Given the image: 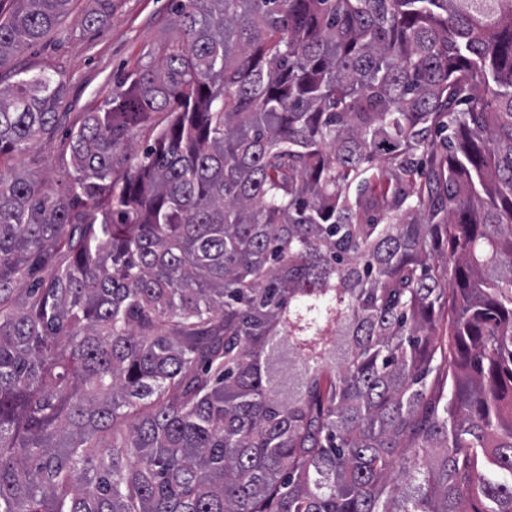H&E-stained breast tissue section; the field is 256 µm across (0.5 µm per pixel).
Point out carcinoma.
Wrapping results in <instances>:
<instances>
[{
  "label": "carcinoma",
  "mask_w": 512,
  "mask_h": 512,
  "mask_svg": "<svg viewBox=\"0 0 512 512\" xmlns=\"http://www.w3.org/2000/svg\"><path fill=\"white\" fill-rule=\"evenodd\" d=\"M3 2L0 69L72 0ZM172 2L0 86V512H512V0ZM92 0H74L59 27L43 42L17 54L10 69L52 74L64 86L60 112H88L116 90V77L150 61L160 43L178 34L171 0H113L112 16L88 30L85 16ZM156 56V55H155ZM65 147V131L61 129L54 140L40 141L26 154L28 167L38 171L41 176L48 180V184L57 191L61 190L65 184L64 167L69 165V155H67L66 160L64 158L65 166L61 160Z\"/></svg>",
  "instance_id": "obj_1"
}]
</instances>
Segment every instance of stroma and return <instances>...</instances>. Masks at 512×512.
I'll list each match as a JSON object with an SVG mask.
<instances>
[{
    "label": "stroma",
    "instance_id": "obj_1",
    "mask_svg": "<svg viewBox=\"0 0 512 512\" xmlns=\"http://www.w3.org/2000/svg\"><path fill=\"white\" fill-rule=\"evenodd\" d=\"M171 0H113L112 15L90 30L85 16L91 0H73L59 27L43 42L17 54L12 68L32 73L45 71L64 86L59 106L63 112H86L116 89L121 72L149 62L161 42L175 38ZM64 133L39 142L26 155L29 168L38 171L54 189H62L66 176L61 155Z\"/></svg>",
    "mask_w": 512,
    "mask_h": 512
}]
</instances>
